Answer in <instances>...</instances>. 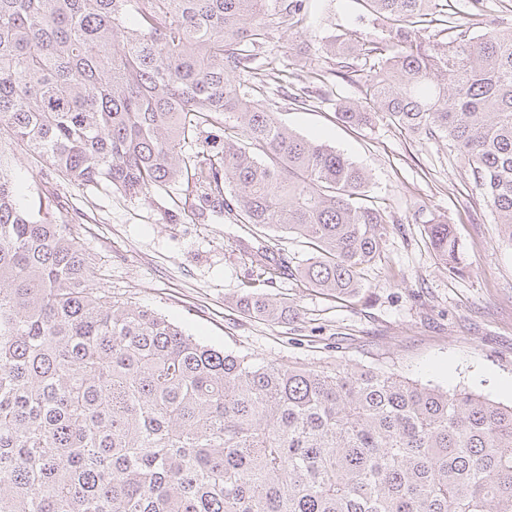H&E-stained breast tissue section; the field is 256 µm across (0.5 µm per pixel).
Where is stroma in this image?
<instances>
[{
	"label": "stroma",
	"instance_id": "stroma-1",
	"mask_svg": "<svg viewBox=\"0 0 512 512\" xmlns=\"http://www.w3.org/2000/svg\"><path fill=\"white\" fill-rule=\"evenodd\" d=\"M305 8L306 24L291 42L275 38L264 47L279 56L284 77L260 72L252 97L293 132L362 167L374 204L392 215L383 256L366 269L355 297L327 298L298 276L310 254L300 240L270 231L256 239L227 216L190 214L193 196L183 182L145 197L86 193L20 150L23 204H37V185L53 189L59 219L77 230L101 287L212 348L310 367L342 360L511 404L512 245L500 241L470 168L446 139L418 138L386 118L363 129L338 120L360 91L332 75L321 42L345 31L378 42L385 31L356 0H305ZM437 221L459 239L462 271L436 260L427 229ZM261 244L287 254L291 275L256 262ZM251 286L287 298L299 318L273 324L240 316L234 302Z\"/></svg>",
	"mask_w": 512,
	"mask_h": 512
}]
</instances>
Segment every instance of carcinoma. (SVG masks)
Wrapping results in <instances>:
<instances>
[{"mask_svg":"<svg viewBox=\"0 0 512 512\" xmlns=\"http://www.w3.org/2000/svg\"><path fill=\"white\" fill-rule=\"evenodd\" d=\"M362 2L383 41L322 46L361 92L340 119L448 139L512 245V27L426 42L441 0ZM304 18V0H0V512H512V404L215 350L98 286L54 194L20 207L19 147L83 192L184 178L191 214L302 238L306 282L354 294L391 215L249 94L259 49ZM428 239L459 268L451 225ZM237 310L299 315L256 293Z\"/></svg>","mask_w":512,"mask_h":512,"instance_id":"obj_1","label":"carcinoma"}]
</instances>
